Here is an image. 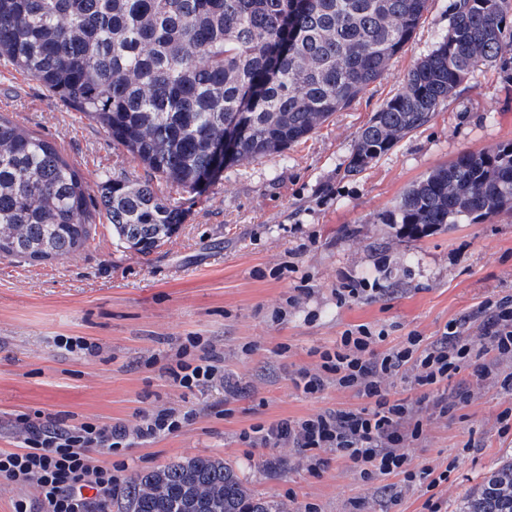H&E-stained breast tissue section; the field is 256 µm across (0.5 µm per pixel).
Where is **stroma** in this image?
Listing matches in <instances>:
<instances>
[{
    "mask_svg": "<svg viewBox=\"0 0 512 512\" xmlns=\"http://www.w3.org/2000/svg\"><path fill=\"white\" fill-rule=\"evenodd\" d=\"M452 3L429 0L389 75L307 141L225 169L150 255L118 246L104 223L63 261L0 257V448L15 447L19 422L38 415L134 426L143 410L191 408L192 425L133 443L124 456L128 474L219 456L256 497L288 512L310 503L317 512H424L426 486L398 499L396 477L362 482L332 452L314 474L297 449L252 445L241 433L367 407L333 384L307 397L292 383L299 368L316 369L319 350L345 330L386 329L392 346L413 331L435 339L449 321L464 319L475 336L480 305L512 296V212L419 237L387 221L402 193L437 167L512 142V51L475 70L428 125L360 175L344 174L360 128L447 32ZM0 114L56 143L90 188L106 171L145 174L99 127L9 66H0ZM346 282L376 294L339 302L336 290ZM60 336L84 337L95 351L68 353L56 344ZM188 336L222 356L223 380L194 393L164 373L168 355ZM510 406L512 391L494 384L452 415L423 410L424 437L406 453L411 468L448 471L435 491L442 512H456L512 457V433L501 435L496 425Z\"/></svg>",
    "mask_w": 512,
    "mask_h": 512,
    "instance_id": "35a3bbf8",
    "label": "stroma"
}]
</instances>
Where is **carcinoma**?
<instances>
[{
    "label": "carcinoma",
    "mask_w": 512,
    "mask_h": 512,
    "mask_svg": "<svg viewBox=\"0 0 512 512\" xmlns=\"http://www.w3.org/2000/svg\"><path fill=\"white\" fill-rule=\"evenodd\" d=\"M427 0H0V63L43 84L144 168L99 196L56 144L0 115V257L69 258L95 218L149 255L186 219L184 195L281 153L358 101L414 37ZM512 49V0H453L448 31L357 136L355 176L429 123ZM226 138L224 157L211 146ZM174 189L165 195L159 186ZM512 211V143L457 157L410 186L387 222L408 234ZM113 512H287L254 499L222 458L137 473ZM460 512H512V460Z\"/></svg>",
    "instance_id": "carcinoma-1"
}]
</instances>
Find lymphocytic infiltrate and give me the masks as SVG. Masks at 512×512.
I'll return each mask as SVG.
<instances>
[{
	"label": "lymphocytic infiltrate",
	"instance_id": "obj_1",
	"mask_svg": "<svg viewBox=\"0 0 512 512\" xmlns=\"http://www.w3.org/2000/svg\"><path fill=\"white\" fill-rule=\"evenodd\" d=\"M481 334L473 339L461 335V324L448 322L431 342L417 333L387 346L386 330L359 325L346 330L335 346L320 351L318 371H298L294 384L303 394L314 395L333 384L369 400L368 408L336 410L300 419H282L256 425L243 432L244 440L263 446L287 444L304 455L310 470L324 464V452H335L347 469L360 479L400 477V492L414 489L422 480L431 487L447 481V473L432 468L411 469L407 445L424 434L420 409L405 399L392 398L384 383L410 373L419 388L438 389L451 380L472 356L493 354L497 362L512 361V296L481 307ZM221 355L215 347L189 336L180 345L165 373L178 388L200 391L218 379ZM473 380L452 385L449 398L438 403L440 415L455 404L472 399L477 385L489 382L494 371L487 364L472 363ZM196 417L195 410L163 409L145 413L135 427L125 423L84 421L76 425L62 420L28 421L18 434L20 446L0 449V490H23L12 512H102V506L124 482L126 466L119 460L133 441L150 442L179 432Z\"/></svg>",
	"mask_w": 512,
	"mask_h": 512
}]
</instances>
